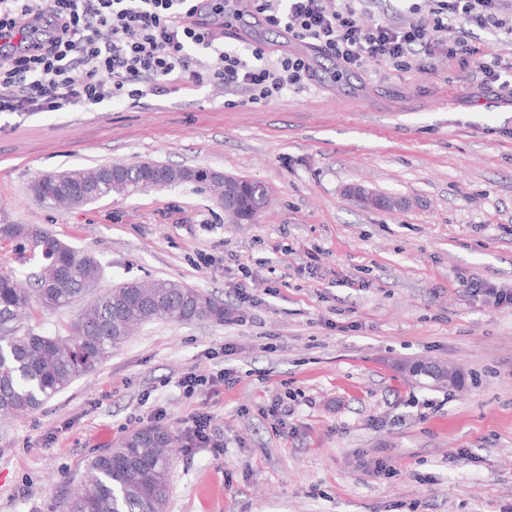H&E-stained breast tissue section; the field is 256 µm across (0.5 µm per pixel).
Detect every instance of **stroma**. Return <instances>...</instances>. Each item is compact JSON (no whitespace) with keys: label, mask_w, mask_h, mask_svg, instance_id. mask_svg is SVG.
Instances as JSON below:
<instances>
[{"label":"stroma","mask_w":512,"mask_h":512,"mask_svg":"<svg viewBox=\"0 0 512 512\" xmlns=\"http://www.w3.org/2000/svg\"><path fill=\"white\" fill-rule=\"evenodd\" d=\"M309 56L315 76L259 103L203 85L74 112L0 113V224L93 252L100 289L178 281L225 322L148 323L34 411L0 419V512H65L90 457L147 426L177 440L166 512H512V96L476 63L403 73L335 59L243 16L225 48ZM154 161L257 180L234 224L186 183L64 210L43 173ZM362 185L399 199L366 209ZM245 293H238V286ZM79 307L20 324L66 336ZM457 368L462 388L412 376ZM233 377L186 395L188 372ZM211 416L214 443L187 447ZM267 198L265 186L255 182L249 187L245 194V205L243 211L236 217H230L236 224L250 223L255 214L263 207ZM467 287L473 291L474 294H481L493 299V302L498 306H511L512 305V289L497 288L482 279L472 277L467 281ZM185 436L187 446L190 448H197L212 444L213 436L211 434V417L206 413L194 414L191 417V425L187 427Z\"/></svg>","instance_id":"stroma-1"}]
</instances>
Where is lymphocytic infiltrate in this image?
Masks as SVG:
<instances>
[{"mask_svg": "<svg viewBox=\"0 0 512 512\" xmlns=\"http://www.w3.org/2000/svg\"><path fill=\"white\" fill-rule=\"evenodd\" d=\"M252 10L292 39L336 58L346 71L407 72L423 59L468 56L486 84L512 86V65L487 59L467 38L448 41L464 21L512 41V0H421L414 21L360 25L367 0H248ZM205 0H0V113L71 112L168 87L221 83L252 102L278 97L314 78L308 57L268 60L217 50L224 34L203 19ZM110 30L111 41L100 39Z\"/></svg>", "mask_w": 512, "mask_h": 512, "instance_id": "f902f5d3", "label": "lymphocytic infiltrate"}]
</instances>
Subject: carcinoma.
<instances>
[{"instance_id": "1", "label": "carcinoma", "mask_w": 512, "mask_h": 512, "mask_svg": "<svg viewBox=\"0 0 512 512\" xmlns=\"http://www.w3.org/2000/svg\"><path fill=\"white\" fill-rule=\"evenodd\" d=\"M141 161L59 171L38 178L33 195L44 203L80 207L83 202L68 189L70 183L92 184L101 198L130 196L112 184V169H123L128 180L140 179ZM206 169L167 167L163 186L192 183L202 186ZM267 198L265 186L254 183L245 194L243 211L232 221L253 220ZM39 242L38 271L33 277L0 267V416L34 410L94 372L143 325L157 319L187 322L224 320V307L210 296L184 288L170 279L149 284L128 281L96 293L100 264L90 253L75 251L35 224H0V243ZM82 301L70 336L18 334L19 321L31 302L45 309ZM175 437L152 425L129 434L119 447L87 461L84 488L69 497L70 512H165L170 497V466Z\"/></svg>"}]
</instances>
